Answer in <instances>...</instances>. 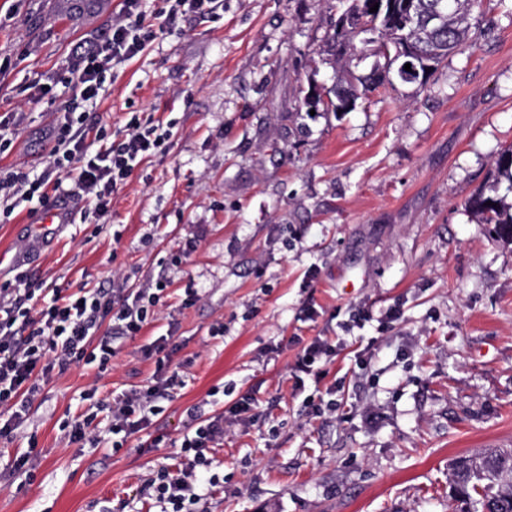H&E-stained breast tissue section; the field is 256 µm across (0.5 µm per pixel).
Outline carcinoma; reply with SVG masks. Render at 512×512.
Returning a JSON list of instances; mask_svg holds the SVG:
<instances>
[{
    "mask_svg": "<svg viewBox=\"0 0 512 512\" xmlns=\"http://www.w3.org/2000/svg\"><path fill=\"white\" fill-rule=\"evenodd\" d=\"M440 0H415L417 23L403 30L397 25L404 0H377L378 10L370 11L368 0H338L340 8L330 25L323 54L324 63L333 70V82L315 93L314 108L337 112L342 96L357 98L356 84L373 92L385 84L383 72L392 65L379 60L368 76L359 77L354 68L371 57L373 39L388 43L404 37L424 60L432 65L429 79H434L439 65L448 55L462 49L471 39L474 9L481 0H451V8L435 29L418 23L433 11ZM512 194V146L501 151L495 160L494 178L470 197L466 207L481 224L493 225L501 240L512 243V203L499 194L502 181ZM448 488L460 504L458 512H512V448H477L455 457L448 463Z\"/></svg>",
    "mask_w": 512,
    "mask_h": 512,
    "instance_id": "obj_1",
    "label": "carcinoma"
}]
</instances>
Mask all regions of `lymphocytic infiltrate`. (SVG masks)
Wrapping results in <instances>:
<instances>
[{
    "mask_svg": "<svg viewBox=\"0 0 512 512\" xmlns=\"http://www.w3.org/2000/svg\"><path fill=\"white\" fill-rule=\"evenodd\" d=\"M166 2V7L149 17L143 0H123L106 38L81 52L70 71L72 96L52 128L47 168L36 175L0 170L1 202L34 199L50 207L64 197H81L101 217L109 212L113 197L135 167L161 150L168 132L140 112H129L123 129L110 132L104 125L87 124L83 107L99 97L108 72L142 53L181 8L211 15L220 6L219 0ZM40 289V282L24 272L16 275L14 286L0 287L1 439L16 435L40 392L41 380L54 369L93 364L106 370L119 351L118 339L138 336L153 320L165 286L159 282L130 288L116 281L108 288L71 294L57 289L47 302L40 300ZM107 320L112 323L111 332L98 335L99 326ZM168 345V337L161 335L142 348L144 357L155 365L149 385L108 401L88 389L85 397L93 401L94 409L69 422L70 442L93 440L94 422L102 411L109 414L113 450H120L126 438L146 430L161 413V400L183 383L179 370L172 366ZM335 355L336 347L326 337H311L293 366L296 385L308 378L320 381L325 365ZM252 407L251 398L245 397L219 412L205 414L197 407L190 411L195 429L182 441V466L158 470L149 483L156 501L163 505L162 512H195L202 499L201 484H220V476L211 471L213 451L224 440L226 424L250 422Z\"/></svg>",
    "mask_w": 512,
    "mask_h": 512,
    "instance_id": "f902f5d3",
    "label": "lymphocytic infiltrate"
}]
</instances>
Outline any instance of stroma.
<instances>
[{"label": "stroma", "mask_w": 512, "mask_h": 512, "mask_svg": "<svg viewBox=\"0 0 512 512\" xmlns=\"http://www.w3.org/2000/svg\"><path fill=\"white\" fill-rule=\"evenodd\" d=\"M336 5L224 0L218 18L179 15L89 110L92 123L123 125L131 108L171 128L110 212L87 219V201L69 200L70 221L35 250L31 203L0 215V287L20 271L72 292L116 275L166 285L111 368L44 378L0 440V512H160L148 483L181 463L190 409L246 395L257 417L226 428L213 453L224 484L200 512H452L449 460L512 446V244L465 207L512 144V0H483L475 43L425 88L398 82L311 115ZM120 7L0 0V115H23L0 168L46 167L64 97L41 86ZM169 330L187 369L151 426L117 451L103 426L96 443H69L89 385L101 399L146 385L141 348ZM313 336L336 358L298 389L292 367ZM26 452L34 468L12 471Z\"/></svg>", "instance_id": "obj_1"}]
</instances>
